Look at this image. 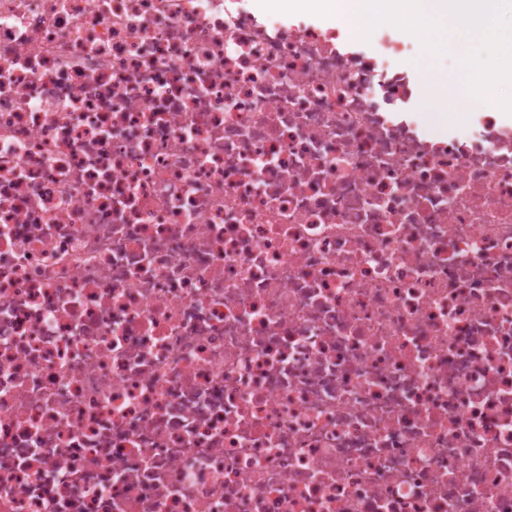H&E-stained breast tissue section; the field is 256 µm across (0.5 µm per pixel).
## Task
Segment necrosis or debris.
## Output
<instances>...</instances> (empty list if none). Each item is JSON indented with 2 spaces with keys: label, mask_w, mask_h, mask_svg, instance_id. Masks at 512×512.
<instances>
[{
  "label": "necrosis or debris",
  "mask_w": 512,
  "mask_h": 512,
  "mask_svg": "<svg viewBox=\"0 0 512 512\" xmlns=\"http://www.w3.org/2000/svg\"><path fill=\"white\" fill-rule=\"evenodd\" d=\"M259 0H0V512H512V118Z\"/></svg>",
  "instance_id": "1"
}]
</instances>
